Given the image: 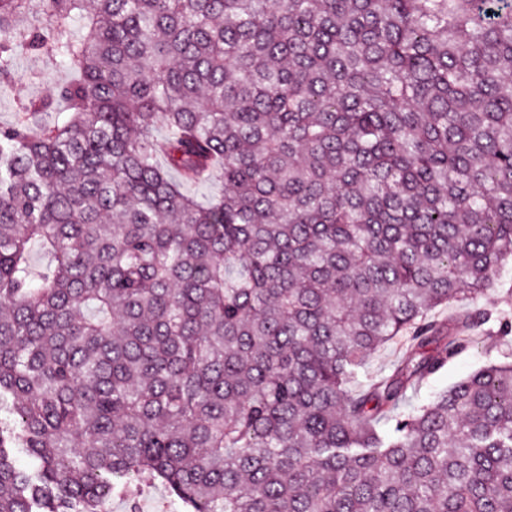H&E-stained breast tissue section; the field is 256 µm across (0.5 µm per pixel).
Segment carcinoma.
I'll return each mask as SVG.
<instances>
[{
	"mask_svg": "<svg viewBox=\"0 0 512 512\" xmlns=\"http://www.w3.org/2000/svg\"><path fill=\"white\" fill-rule=\"evenodd\" d=\"M21 52L71 78L0 126V512H512V362L403 411L512 259V0H0ZM495 288H497L495 292L492 290L488 291L485 295L477 299L462 300L453 302L450 305L446 304L438 306L431 313V318L448 322V319L475 313V311L478 310L492 311L493 316H495V311H499L502 308L509 310L512 317V304L511 307H506L501 303L500 298V292L505 291L508 288H511L512 290V260H510L501 271ZM403 345L404 341L398 339L374 354L366 365V372L361 380L367 381L370 377L378 378L389 374L401 357ZM135 505L139 512H173L178 505L167 497L161 488L141 490L136 484L130 485L125 495L112 500V512H127Z\"/></svg>",
	"mask_w": 512,
	"mask_h": 512,
	"instance_id": "obj_1",
	"label": "carcinoma"
}]
</instances>
